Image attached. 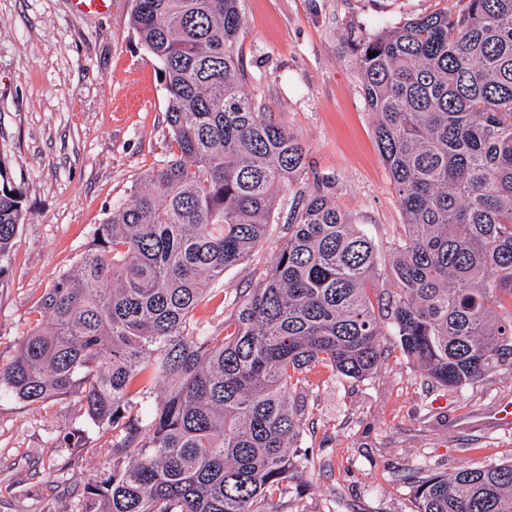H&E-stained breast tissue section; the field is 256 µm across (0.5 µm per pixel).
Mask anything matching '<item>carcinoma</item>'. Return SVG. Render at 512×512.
<instances>
[{"mask_svg":"<svg viewBox=\"0 0 512 512\" xmlns=\"http://www.w3.org/2000/svg\"><path fill=\"white\" fill-rule=\"evenodd\" d=\"M359 43L356 67L405 217L388 287L373 241L314 191L224 327L193 312L266 242L307 149L255 103L241 0H135L171 132L145 188L98 225L41 297L44 321L0 365V395L81 398L112 466L74 512H277L312 464L297 452L311 372L364 380L388 327L432 383L462 388L512 356V0H462ZM376 51L378 55L369 57ZM26 209L0 158V276ZM416 512H512V462L411 475Z\"/></svg>","mask_w":512,"mask_h":512,"instance_id":"1","label":"carcinoma"}]
</instances>
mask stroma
<instances>
[{"instance_id":"stroma-1","label":"stroma","mask_w":512,"mask_h":512,"mask_svg":"<svg viewBox=\"0 0 512 512\" xmlns=\"http://www.w3.org/2000/svg\"><path fill=\"white\" fill-rule=\"evenodd\" d=\"M132 0L81 14L71 0H0V156L25 193L26 222L0 278V364L39 317L40 298L76 264L98 224L144 186L166 156L167 99L159 65L129 24ZM459 0H243L238 47L247 89L306 146L309 168L278 197L267 241L229 267L194 312L198 334L218 331L236 292L255 287L288 236L295 196L331 193L374 242L382 267L404 216L379 154L355 65L356 44L381 27ZM389 356L361 381L312 375L304 450L311 469L289 484L279 512H415L410 474L512 462V370L460 389L427 385L385 337ZM83 430L78 397L24 406L0 398V512H70L108 467L107 448L62 447Z\"/></svg>"}]
</instances>
